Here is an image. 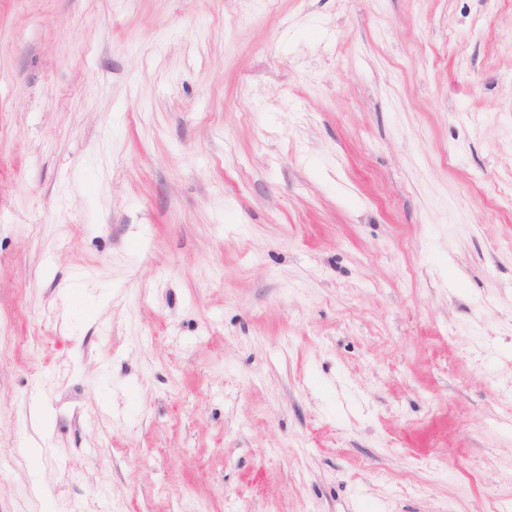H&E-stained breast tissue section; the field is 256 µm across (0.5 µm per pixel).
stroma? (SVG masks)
Masks as SVG:
<instances>
[{
    "instance_id": "1",
    "label": "stroma",
    "mask_w": 512,
    "mask_h": 512,
    "mask_svg": "<svg viewBox=\"0 0 512 512\" xmlns=\"http://www.w3.org/2000/svg\"><path fill=\"white\" fill-rule=\"evenodd\" d=\"M0 512L512 506V0H0Z\"/></svg>"
}]
</instances>
